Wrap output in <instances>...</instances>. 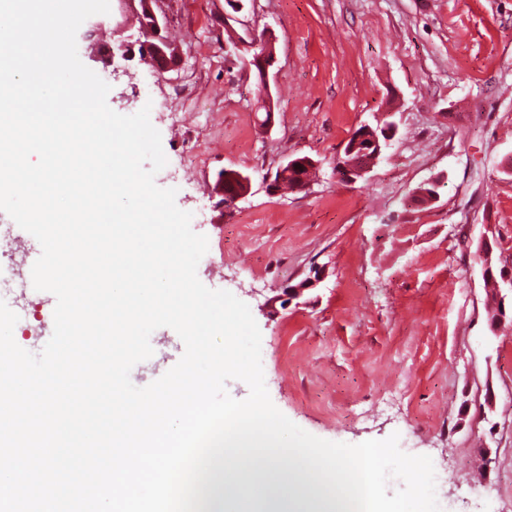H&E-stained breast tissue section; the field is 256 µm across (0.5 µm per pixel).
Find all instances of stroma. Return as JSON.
Here are the masks:
<instances>
[{"label": "stroma", "instance_id": "1", "mask_svg": "<svg viewBox=\"0 0 512 512\" xmlns=\"http://www.w3.org/2000/svg\"><path fill=\"white\" fill-rule=\"evenodd\" d=\"M167 31L184 54L158 77L138 52L135 9L112 0L81 25V62L110 86L122 115L149 108L166 166L155 182L207 236L199 280L246 303L262 335L274 405L306 432L359 444L398 435L430 456L442 512H512V325L490 332L481 268L466 239L497 229L512 257V0H243L245 28L272 30L275 123L259 125L248 50H232L224 0H164ZM115 50L96 62L89 44ZM396 134L364 179L332 165L361 125ZM322 164L306 193L272 194L265 182L289 156ZM252 182L234 207L215 191L220 171ZM441 178L437 201L413 202ZM14 312L54 303L33 292L39 242L7 234ZM322 269L309 304L270 307L289 281ZM151 358L131 371L144 387L180 359L184 344L156 329ZM497 394L483 410L486 386Z\"/></svg>", "mask_w": 512, "mask_h": 512}]
</instances>
